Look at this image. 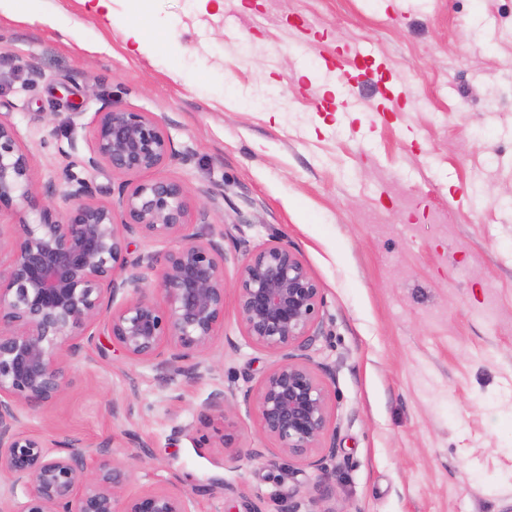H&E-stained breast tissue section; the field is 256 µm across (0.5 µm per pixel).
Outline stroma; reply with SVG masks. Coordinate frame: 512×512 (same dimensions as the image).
<instances>
[{
  "instance_id": "35a3bbf8",
  "label": "stroma",
  "mask_w": 512,
  "mask_h": 512,
  "mask_svg": "<svg viewBox=\"0 0 512 512\" xmlns=\"http://www.w3.org/2000/svg\"><path fill=\"white\" fill-rule=\"evenodd\" d=\"M73 39L0 15V114L35 187L68 174L117 203L123 176L80 161L102 102L155 118L177 151L162 169L196 203L224 199V342L203 378L164 383L96 337L62 395L24 431L115 449L126 494L169 485L190 512H512V0H150L132 12L157 49L131 54L80 0H44ZM163 18L164 29L153 25ZM374 51L383 76L329 68ZM281 238L322 288L335 459L326 472L256 459L232 467L203 404L242 394L279 358L244 337L241 254ZM149 444L136 460L129 436Z\"/></svg>"
}]
</instances>
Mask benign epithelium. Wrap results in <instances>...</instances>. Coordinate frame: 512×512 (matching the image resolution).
Wrapping results in <instances>:
<instances>
[{"mask_svg":"<svg viewBox=\"0 0 512 512\" xmlns=\"http://www.w3.org/2000/svg\"><path fill=\"white\" fill-rule=\"evenodd\" d=\"M174 159L189 156L175 149L157 120L108 101L98 110L81 165L135 177ZM60 198V206L40 203L29 154L13 123L0 115V208L15 215L0 227V473L9 480L0 512H189L187 492L178 487L125 495L130 471L114 450L102 446L88 455L26 432L21 414L60 397L67 367L93 342L103 316L112 342L162 378L199 379L209 370L205 356L224 339L227 290L224 232L207 222L218 198L197 206L171 177L128 182L119 189L117 220L113 204L73 175ZM29 209L37 222L26 220ZM134 237L170 247L136 251ZM235 247L241 250L234 288L244 336L281 356L256 388L242 393V402L280 454L322 470L336 457L326 382L332 368L314 369L308 354L321 337L322 288L286 242ZM150 272L157 276L152 289ZM205 414L222 420L221 447H233L237 432L224 391L211 393Z\"/></svg>","mask_w":512,"mask_h":512,"instance_id":"1","label":"benign epithelium"}]
</instances>
